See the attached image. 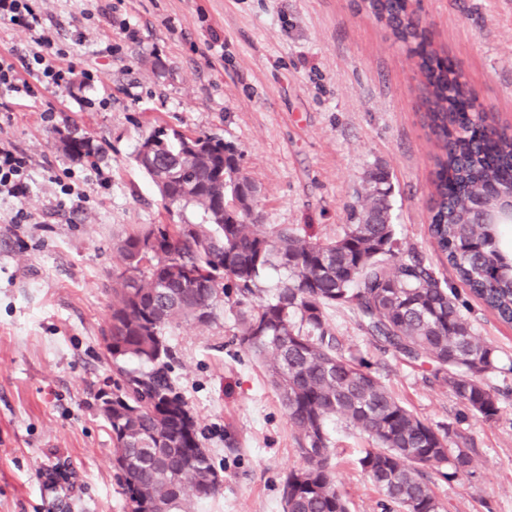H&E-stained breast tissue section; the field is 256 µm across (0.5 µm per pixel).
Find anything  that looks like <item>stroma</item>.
Listing matches in <instances>:
<instances>
[{
  "label": "stroma",
  "mask_w": 512,
  "mask_h": 512,
  "mask_svg": "<svg viewBox=\"0 0 512 512\" xmlns=\"http://www.w3.org/2000/svg\"><path fill=\"white\" fill-rule=\"evenodd\" d=\"M411 2L469 99L512 133V0ZM96 7L42 4L74 70H97L94 85L0 98V140L31 160L23 202L0 200V512H124L112 434L95 400L112 381L101 336L122 266L115 244L148 224L201 220L190 207L167 213L134 163L154 126L236 146L259 188L262 223L321 239L342 234L364 171L388 167L397 238L455 288L473 334L495 350L498 369L486 382L500 398L497 419L466 414L428 365L384 350L352 309L326 317L343 354L364 357L407 408L475 448L463 478L429 470L443 512H512V326L469 294L428 235L437 149L416 57L354 0H112L108 18ZM109 43L119 52L104 55ZM68 135L90 138L94 160L65 154ZM66 167L85 194L77 209L55 206L53 177ZM19 205L32 223H11ZM234 332L226 310L211 325L170 333L173 375L224 478L198 512H282V482L304 461L265 364ZM329 430L350 512H382L359 463L367 437L339 420ZM57 468L74 470L75 484L50 482Z\"/></svg>",
  "instance_id": "obj_1"
}]
</instances>
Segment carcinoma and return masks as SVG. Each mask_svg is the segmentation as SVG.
I'll list each match as a JSON object with an SVG mask.
<instances>
[{
  "instance_id": "1",
  "label": "carcinoma",
  "mask_w": 512,
  "mask_h": 512,
  "mask_svg": "<svg viewBox=\"0 0 512 512\" xmlns=\"http://www.w3.org/2000/svg\"><path fill=\"white\" fill-rule=\"evenodd\" d=\"M411 0H361L357 8L388 28L419 59L427 126L440 149L429 231L469 293L512 323V253L499 246V224H477L480 196L490 203L512 185V135L478 132L480 120L457 111L459 75L440 59ZM167 210L192 207L199 224H149L118 244L122 270L112 274V304L102 345L115 379L113 467L124 508L194 512L220 494L215 466L197 419L172 377L169 331L209 325L229 304L235 337L268 366L271 384L297 431L305 462L282 486L283 512H348L332 467L327 430L343 419L372 447L360 459L386 501L401 512H441L425 468L448 465L445 476L469 473L473 449L403 406L363 358L337 352L326 309L347 306L367 333L396 356L427 361L464 410L485 422L499 412L485 382L497 370L493 348L474 336L458 295L415 250L396 257L393 182L386 166L365 170L359 204L335 239L313 240L293 227L260 223L257 186L241 153L217 137L157 126L142 135L133 159ZM74 157L95 154L86 137H68ZM178 268L182 273L175 274ZM280 274L270 287L265 276Z\"/></svg>"
}]
</instances>
